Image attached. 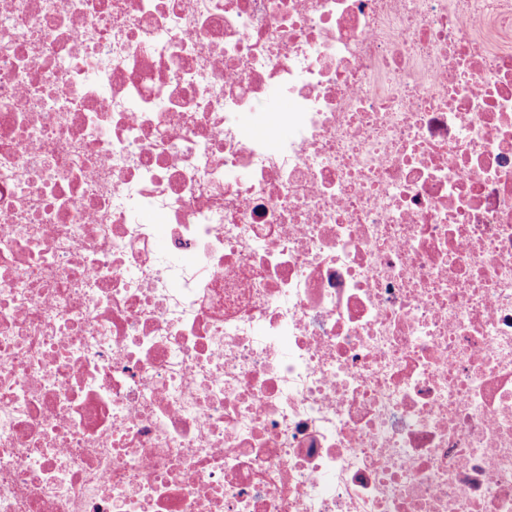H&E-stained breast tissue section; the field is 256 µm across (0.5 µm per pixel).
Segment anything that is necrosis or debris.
<instances>
[{"instance_id":"1","label":"necrosis or debris","mask_w":512,"mask_h":512,"mask_svg":"<svg viewBox=\"0 0 512 512\" xmlns=\"http://www.w3.org/2000/svg\"><path fill=\"white\" fill-rule=\"evenodd\" d=\"M0 512H512V0H0Z\"/></svg>"}]
</instances>
